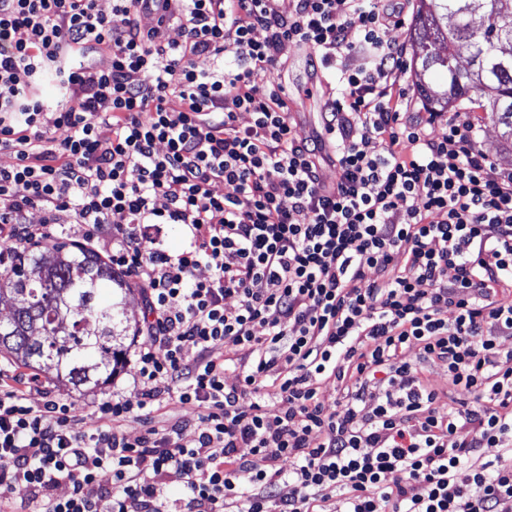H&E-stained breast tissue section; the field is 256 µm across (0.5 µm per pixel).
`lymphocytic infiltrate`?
Wrapping results in <instances>:
<instances>
[{"label": "lymphocytic infiltrate", "instance_id": "obj_1", "mask_svg": "<svg viewBox=\"0 0 512 512\" xmlns=\"http://www.w3.org/2000/svg\"><path fill=\"white\" fill-rule=\"evenodd\" d=\"M174 21L179 42L164 36ZM404 22L376 0H113L108 14L0 0V151L15 159L0 167V259L81 230L143 290L151 385L82 429L39 378L16 387L0 371V512H179L172 474L197 512H512V301L492 297L512 282V170L459 114L403 112ZM286 42L328 69L366 55L339 68L312 140L267 78ZM227 53L230 68L198 66ZM48 77L53 103L37 92ZM439 121L447 136L427 137ZM168 224L191 238L174 254ZM424 362L448 373L447 413ZM329 379L343 392L332 410L318 397ZM166 401L193 407L192 438L176 418L123 435Z\"/></svg>", "mask_w": 512, "mask_h": 512}]
</instances>
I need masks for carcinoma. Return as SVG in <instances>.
I'll return each mask as SVG.
<instances>
[{
  "mask_svg": "<svg viewBox=\"0 0 512 512\" xmlns=\"http://www.w3.org/2000/svg\"><path fill=\"white\" fill-rule=\"evenodd\" d=\"M416 90L434 109L462 99L501 126L512 149V0H418L415 13ZM467 55L471 68H455ZM127 276L94 251L67 238L8 259L0 295L23 294L21 308L0 334V350L49 380L97 387L123 361L121 338Z\"/></svg>",
  "mask_w": 512,
  "mask_h": 512,
  "instance_id": "cac0c4a2",
  "label": "carcinoma"
}]
</instances>
